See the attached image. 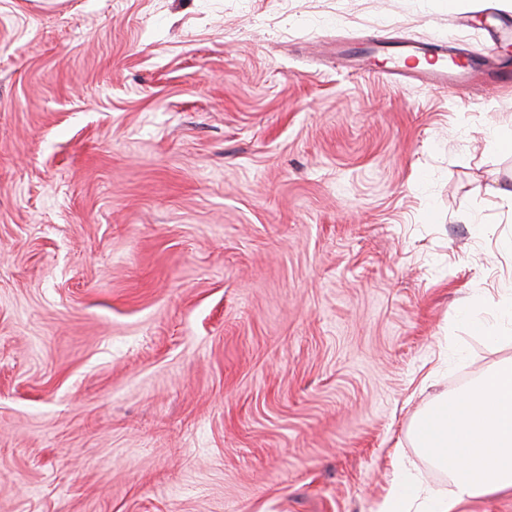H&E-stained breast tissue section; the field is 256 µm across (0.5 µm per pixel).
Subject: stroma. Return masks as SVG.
<instances>
[{"instance_id":"1","label":"stroma","mask_w":512,"mask_h":512,"mask_svg":"<svg viewBox=\"0 0 512 512\" xmlns=\"http://www.w3.org/2000/svg\"><path fill=\"white\" fill-rule=\"evenodd\" d=\"M512 0H0V512H378L512 360V90L338 69ZM476 329L489 339L503 343H512V336H498L501 333L512 335V301L501 307L496 315V323L490 327L477 324Z\"/></svg>"}]
</instances>
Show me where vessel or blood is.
<instances>
[{"label":"vessel or blood","mask_w":512,"mask_h":512,"mask_svg":"<svg viewBox=\"0 0 512 512\" xmlns=\"http://www.w3.org/2000/svg\"><path fill=\"white\" fill-rule=\"evenodd\" d=\"M384 56L389 64L382 74L439 89L466 98L479 84L480 63L470 52L441 41L394 43L388 40L358 39L336 44V60L343 67L365 72L372 59Z\"/></svg>","instance_id":"1"}]
</instances>
